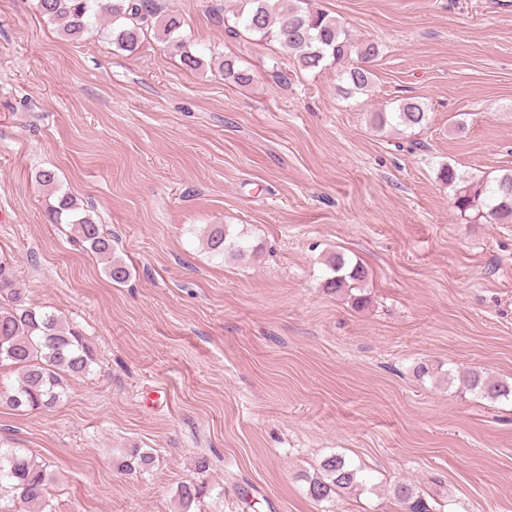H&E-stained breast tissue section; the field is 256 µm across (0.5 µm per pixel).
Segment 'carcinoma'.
<instances>
[{
    "label": "carcinoma",
    "instance_id": "1",
    "mask_svg": "<svg viewBox=\"0 0 512 512\" xmlns=\"http://www.w3.org/2000/svg\"><path fill=\"white\" fill-rule=\"evenodd\" d=\"M308 0H236L235 24L260 41L277 42L294 53L298 67L313 70L331 61L341 63L356 57L342 76L346 93H366L373 82L370 62L378 55V45L359 42L350 31L323 11L307 6ZM39 14L59 24L69 39L79 40L106 16L112 20L108 35L117 49L134 54L143 47L147 31L156 18L154 0H37ZM163 38L181 63L189 69L204 65L203 58L187 49L181 34V20L175 14L160 21ZM224 81L248 86L255 80L253 71L233 58L221 63ZM428 121V112L418 101L405 98L391 112L374 113V124L420 127ZM440 179L452 192L453 204L461 218L469 223L512 224V172L471 180L445 165ZM37 182L54 198L48 207L51 223L69 227L72 243L105 261L106 273L115 283L130 277L128 266L112 256V237L84 209V205L61 190L58 176L51 169L41 170ZM206 246L214 256L241 253V239L226 228L215 226L207 235ZM331 275L325 288L332 294L360 289L368 271L360 263H351L341 254L328 260ZM97 357L88 338L73 324L54 312L26 302L18 288L11 266L0 260V367L20 370L18 380L0 375V404L16 412L45 411L56 407L67 389L66 377L91 373ZM467 388L482 397L497 401L512 396V386L473 371ZM152 453L129 448L118 463L127 473L151 469ZM199 478L180 485L177 497L180 512H191L212 492L206 473L210 461L201 456L195 462ZM51 475L45 462L21 448H0V512H15L13 505H26V512H56L48 492ZM367 489V480L341 455L326 458L319 473L306 478V495L315 502H329L346 490ZM391 495L403 512H432L426 496L410 483L399 482Z\"/></svg>",
    "mask_w": 512,
    "mask_h": 512
}]
</instances>
